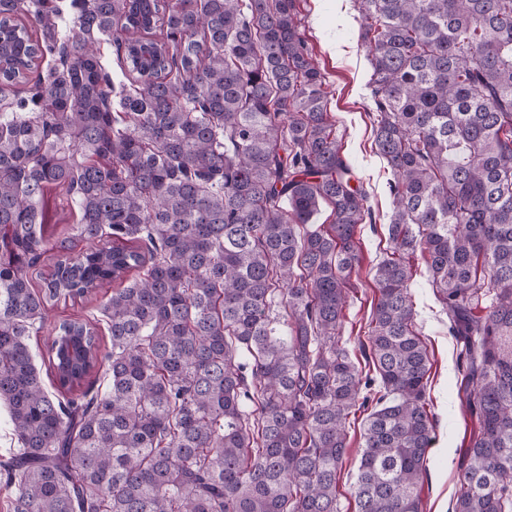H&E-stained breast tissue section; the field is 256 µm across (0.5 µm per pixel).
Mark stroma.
<instances>
[{
	"label": "stroma",
	"mask_w": 512,
	"mask_h": 512,
	"mask_svg": "<svg viewBox=\"0 0 512 512\" xmlns=\"http://www.w3.org/2000/svg\"><path fill=\"white\" fill-rule=\"evenodd\" d=\"M299 13L301 30L325 75L330 112L343 136V150L355 166V175L363 184L372 211L371 219L358 229L363 261L351 277L353 290L344 310L346 330L360 336L367 329L370 303L375 296L372 269L388 248L385 224L392 203L391 173L373 141L376 112L370 92L364 87L368 63L358 41L361 18L353 0H301ZM414 269L411 291L417 324L432 362L430 398L436 420V439L421 485L422 506L424 512H452L464 451L474 425L465 412L460 389L461 346L449 331L441 304L425 284L423 261L415 260ZM363 419V412H356L346 426L349 462L338 486L341 512L356 510L350 488L361 452Z\"/></svg>",
	"instance_id": "1"
}]
</instances>
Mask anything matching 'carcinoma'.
I'll list each match as a JSON object with an SVG mask.
<instances>
[{
    "label": "carcinoma",
    "mask_w": 512,
    "mask_h": 512,
    "mask_svg": "<svg viewBox=\"0 0 512 512\" xmlns=\"http://www.w3.org/2000/svg\"><path fill=\"white\" fill-rule=\"evenodd\" d=\"M299 2L0 0V94L24 87L0 97L10 512H341L361 410L356 512H422L434 417L416 252L478 424L453 512H512V0H355L393 176L359 341L373 376L343 330L371 209ZM52 187L78 212L61 240L43 223ZM323 205L332 222L315 226ZM111 283L48 337L49 391L31 337L60 300ZM366 414L357 411L349 417L346 429L348 433V456L349 462L344 472H342L338 486V499L341 512H355L356 506L353 497L350 494V488L355 479L356 465L360 457L362 445V427L363 419Z\"/></svg>",
    "instance_id": "cac0c4a2"
}]
</instances>
